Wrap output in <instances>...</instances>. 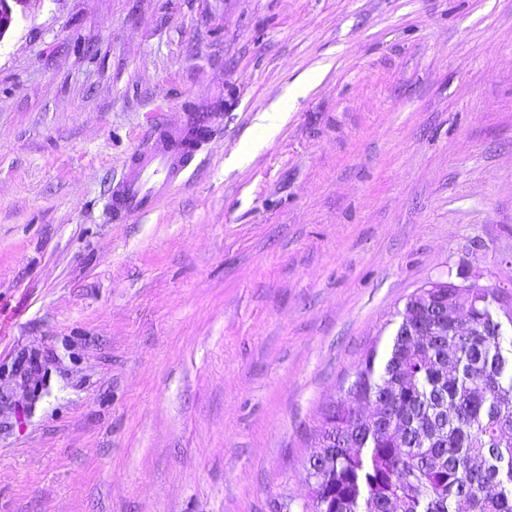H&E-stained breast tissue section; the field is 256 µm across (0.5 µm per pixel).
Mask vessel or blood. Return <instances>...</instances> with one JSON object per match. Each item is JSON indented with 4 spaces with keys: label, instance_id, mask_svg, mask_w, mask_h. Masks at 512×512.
<instances>
[{
    "label": "vessel or blood",
    "instance_id": "obj_1",
    "mask_svg": "<svg viewBox=\"0 0 512 512\" xmlns=\"http://www.w3.org/2000/svg\"><path fill=\"white\" fill-rule=\"evenodd\" d=\"M210 133L209 117L189 114L179 125L157 124L135 149L112 186L109 210L113 221L152 213L183 182L202 142Z\"/></svg>",
    "mask_w": 512,
    "mask_h": 512
}]
</instances>
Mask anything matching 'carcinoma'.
Instances as JSON below:
<instances>
[{
    "label": "carcinoma",
    "mask_w": 512,
    "mask_h": 512,
    "mask_svg": "<svg viewBox=\"0 0 512 512\" xmlns=\"http://www.w3.org/2000/svg\"><path fill=\"white\" fill-rule=\"evenodd\" d=\"M471 298L439 288L442 309L465 305L468 333L421 348L395 335L383 362L368 355L325 413L313 512H512V357ZM398 383L395 432L351 422L347 399L370 402Z\"/></svg>",
    "instance_id": "1"
}]
</instances>
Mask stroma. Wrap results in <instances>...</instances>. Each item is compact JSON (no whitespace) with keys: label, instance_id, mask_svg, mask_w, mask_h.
Wrapping results in <instances>:
<instances>
[{"label":"stroma","instance_id":"stroma-1","mask_svg":"<svg viewBox=\"0 0 512 512\" xmlns=\"http://www.w3.org/2000/svg\"><path fill=\"white\" fill-rule=\"evenodd\" d=\"M191 112L187 183L113 222L111 179ZM437 280L512 308V0L17 8L0 512H306L326 407Z\"/></svg>","mask_w":512,"mask_h":512}]
</instances>
